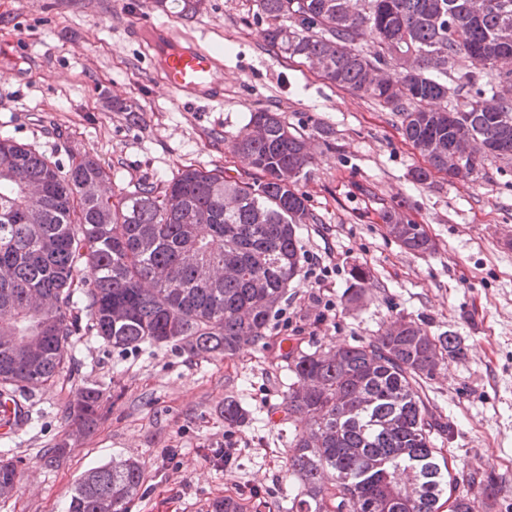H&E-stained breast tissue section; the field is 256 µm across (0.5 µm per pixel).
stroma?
<instances>
[{
  "label": "stroma",
  "instance_id": "35a3bbf8",
  "mask_svg": "<svg viewBox=\"0 0 512 512\" xmlns=\"http://www.w3.org/2000/svg\"><path fill=\"white\" fill-rule=\"evenodd\" d=\"M175 22L224 56V102L178 103L128 31ZM258 0H206L186 19L151 0H0V136L52 158L89 154L111 169L112 190L170 180L193 165L236 177L232 150L252 112L278 113L305 135L311 164L297 183L313 214L299 230L301 256L332 257L324 283L300 272L257 346L224 358L169 344L121 350L86 333L75 361L24 397L21 426L0 433V460L21 479L0 512H67L91 469L128 456L143 486L128 512H212L239 500L244 512H279L297 487L286 476L296 420L282 410L292 381L287 347L309 352L362 344L394 320L461 340L422 388L454 421L435 437L451 472L479 473L500 489L495 512H512V162L486 160L479 175L414 179L424 160L404 140L399 117L378 102L322 80L263 41ZM420 224L435 252L415 255L388 235L387 216ZM366 272L350 302L352 272ZM111 387L94 430L71 432L62 411L84 386ZM247 412L224 424V401ZM66 443L51 461L50 448ZM234 465H225L223 451Z\"/></svg>",
  "mask_w": 512,
  "mask_h": 512
}]
</instances>
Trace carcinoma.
I'll return each mask as SVG.
<instances>
[{
  "mask_svg": "<svg viewBox=\"0 0 512 512\" xmlns=\"http://www.w3.org/2000/svg\"><path fill=\"white\" fill-rule=\"evenodd\" d=\"M188 16L205 0H154ZM264 40L318 75L396 113L406 141L442 172L453 147L471 135L490 150L468 154L467 173L485 158L512 161V72L475 87L470 70L448 86V68L491 66L495 37L512 23V0H259ZM285 18L287 23L277 20ZM373 40L366 54L362 43ZM454 98L453 111L438 103ZM249 160L240 177L187 168L163 185L139 183L116 196L109 172L90 155L64 164L34 146L0 137V397L42 386L70 363L72 337L87 330L115 348L182 345L196 355L233 356L257 345L300 268L298 231L313 220L295 185L311 162L307 142L277 113L255 112L233 142ZM390 235L419 254L434 250L421 224L387 217ZM464 349L451 334L431 336L413 322L363 345L300 354L284 395L303 428L288 448L287 473L301 486L287 512H491L483 491L453 495L447 459L434 448L452 431L429 409L420 380ZM104 389L74 393L65 421L92 430ZM245 412L224 401V423ZM416 463L421 478L405 497L386 476ZM18 465L0 469V498L15 488ZM143 467L135 458L90 471L68 512H127Z\"/></svg>",
  "mask_w": 512,
  "mask_h": 512,
  "instance_id": "cac0c4a2",
  "label": "carcinoma"
}]
</instances>
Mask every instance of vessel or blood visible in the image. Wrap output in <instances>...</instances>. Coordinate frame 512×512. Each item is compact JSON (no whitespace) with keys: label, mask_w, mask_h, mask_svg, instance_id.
<instances>
[{"label":"vessel or blood","mask_w":512,"mask_h":512,"mask_svg":"<svg viewBox=\"0 0 512 512\" xmlns=\"http://www.w3.org/2000/svg\"><path fill=\"white\" fill-rule=\"evenodd\" d=\"M130 35L154 61L164 86L187 103L224 101V61L172 24H141Z\"/></svg>","instance_id":"vessel-or-blood-1"}]
</instances>
